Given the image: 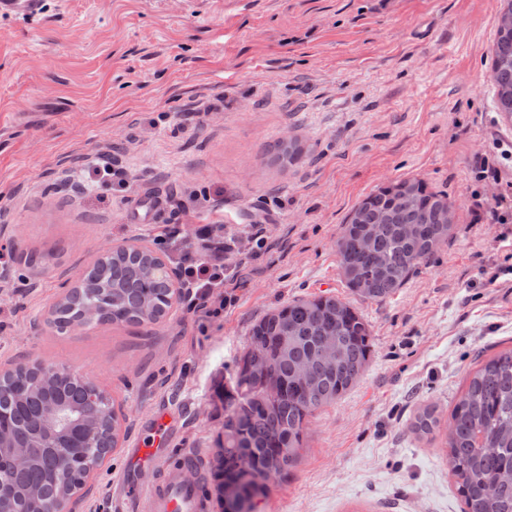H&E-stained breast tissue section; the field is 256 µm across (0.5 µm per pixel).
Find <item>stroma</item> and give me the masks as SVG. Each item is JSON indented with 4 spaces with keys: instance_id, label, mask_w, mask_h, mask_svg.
Returning <instances> with one entry per match:
<instances>
[{
    "instance_id": "35a3bbf8",
    "label": "stroma",
    "mask_w": 512,
    "mask_h": 512,
    "mask_svg": "<svg viewBox=\"0 0 512 512\" xmlns=\"http://www.w3.org/2000/svg\"><path fill=\"white\" fill-rule=\"evenodd\" d=\"M40 2L0 13V371L63 365L112 399L119 443L71 512H137L121 490L127 450L159 411L170 456L211 462L252 325L321 293L362 313L373 354L315 412L259 512H462L440 440L409 424L424 405L448 419L481 361L512 347V278L497 274L512 234L474 221L480 201L512 212V195L474 177L497 145L512 179V117L491 81L503 0ZM289 135L304 154L284 167ZM105 152L125 185L80 187ZM412 178L452 203L448 244L390 298L353 296L341 228L367 195ZM138 196L157 202L151 223L129 220ZM173 231L213 246L235 234L234 305L205 318L180 299L156 323L53 331V307L100 251L141 244L170 262Z\"/></svg>"
}]
</instances>
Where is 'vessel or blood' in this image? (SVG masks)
<instances>
[{
    "instance_id": "1",
    "label": "vessel or blood",
    "mask_w": 512,
    "mask_h": 512,
    "mask_svg": "<svg viewBox=\"0 0 512 512\" xmlns=\"http://www.w3.org/2000/svg\"><path fill=\"white\" fill-rule=\"evenodd\" d=\"M169 434L165 419L157 418L152 437L141 439L129 458L131 466L153 467L157 477L147 486L128 482L126 489L135 496L139 512H206L200 461L193 454L169 460L162 450Z\"/></svg>"
}]
</instances>
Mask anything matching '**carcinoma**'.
Here are the masks:
<instances>
[{
	"mask_svg": "<svg viewBox=\"0 0 512 512\" xmlns=\"http://www.w3.org/2000/svg\"><path fill=\"white\" fill-rule=\"evenodd\" d=\"M492 80L498 111L512 116V0L501 12L495 34ZM416 188L413 204H395L398 190ZM375 225L373 247L359 249L364 225ZM408 224L418 226L412 239L403 236ZM454 210L448 196L422 181H397L366 196L353 210L336 241L341 277L352 294L363 300L383 301L403 287L434 246L448 243ZM152 252L118 249L100 258L77 286L82 298L98 303V319L117 323H154L171 307L160 288ZM383 271H377L379 265ZM81 307L66 299L53 310L52 323L60 333L80 323ZM294 329L288 353L280 352L284 325ZM336 334L343 347L342 363L331 366L319 356V336ZM249 344L264 347L281 390L274 408L265 400V387L245 375L248 353L237 361L233 394L224 415V443L216 457L213 477L222 512H227L224 486L235 485L243 512H255L267 493V473L274 469L285 478L297 466L308 437L309 418L335 403L355 387L371 355L372 338L363 315L350 302L333 295H315L284 302L250 329ZM308 368L317 387L306 391L298 380L300 367ZM92 387L74 375L52 377L42 364L19 365L0 375V415L17 441L37 443L51 434L50 412L68 409L92 422L102 447L88 452L75 466L43 457L25 464L0 451V472L6 480L0 496L15 512H42L47 502L66 498L82 489L90 472L110 448L117 446L121 424L116 411H97L88 401ZM435 410L425 407L415 416L412 430L421 437L440 432ZM444 436L448 465L455 478L463 512H512V349L503 350L474 372L466 391L448 418Z\"/></svg>",
	"mask_w": 512,
	"mask_h": 512,
	"instance_id": "carcinoma-1",
	"label": "carcinoma"
}]
</instances>
